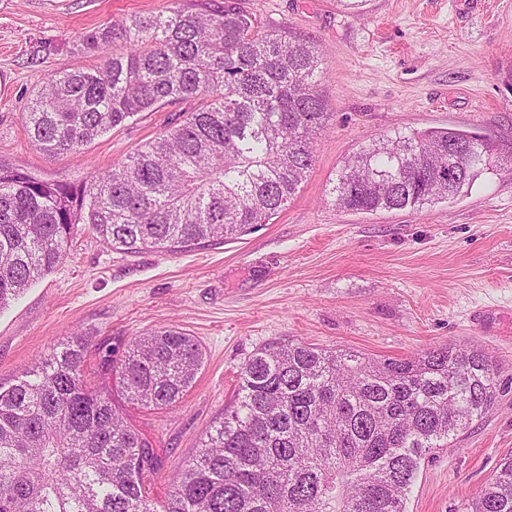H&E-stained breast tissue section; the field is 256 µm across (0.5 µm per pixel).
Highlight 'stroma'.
Here are the masks:
<instances>
[{"mask_svg":"<svg viewBox=\"0 0 512 512\" xmlns=\"http://www.w3.org/2000/svg\"><path fill=\"white\" fill-rule=\"evenodd\" d=\"M213 0H0V156L50 180L77 181L124 159L172 125L182 104L142 112L83 150L46 159L30 142L34 91L53 73L91 67L83 36L135 14ZM260 22L314 40L332 119L301 190L269 223L171 254H127L81 224L65 258L0 310V383L50 343L87 337L85 375L104 348L176 327L204 359L171 409L127 407L153 446L161 500L208 430L233 410L256 350L290 340L369 357L406 358L445 344L488 351L512 376V174H481L461 196L409 210L361 213L328 194L344 159L369 138L431 128L478 133L512 153V0H240ZM493 310L485 327L474 312ZM512 455V389L478 424L425 458L407 512H468Z\"/></svg>","mask_w":512,"mask_h":512,"instance_id":"1","label":"stroma"}]
</instances>
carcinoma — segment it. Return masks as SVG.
Here are the masks:
<instances>
[{
    "mask_svg": "<svg viewBox=\"0 0 512 512\" xmlns=\"http://www.w3.org/2000/svg\"><path fill=\"white\" fill-rule=\"evenodd\" d=\"M101 66L49 75L27 115L48 159L77 152L140 112L199 100L185 119L79 182L46 180L0 158V309L67 254L79 224L125 253H173L264 224L299 192L331 113L315 44L264 26L238 0L173 8L90 32ZM512 156L476 133L371 138L328 194L339 209L419 210L455 197ZM88 343L57 342L0 386V512H406L421 460L481 421L505 384L474 345L373 359L291 342L254 352L237 407L211 427L161 501L159 460L84 374ZM203 363L175 327L108 348L103 378L131 404L170 409ZM471 512H512V458Z\"/></svg>",
    "mask_w": 512,
    "mask_h": 512,
    "instance_id": "obj_1",
    "label": "carcinoma"
}]
</instances>
